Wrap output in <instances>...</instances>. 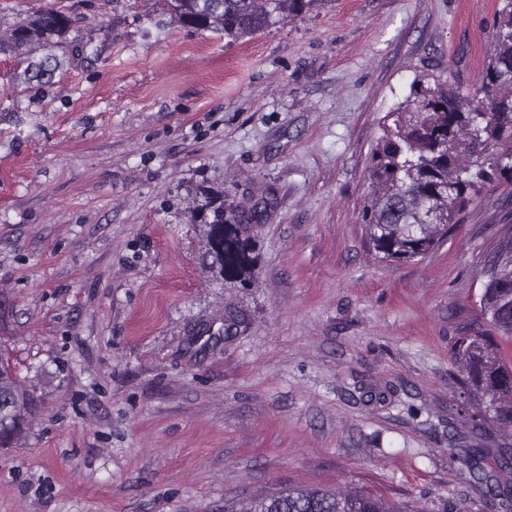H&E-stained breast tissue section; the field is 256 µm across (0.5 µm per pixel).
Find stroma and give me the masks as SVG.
Masks as SVG:
<instances>
[{"label":"stroma","instance_id":"obj_1","mask_svg":"<svg viewBox=\"0 0 512 512\" xmlns=\"http://www.w3.org/2000/svg\"><path fill=\"white\" fill-rule=\"evenodd\" d=\"M49 6L83 54L42 85L0 56V352L40 398L0 448V512H224L312 488L501 512L512 432L474 425L449 350L490 328L512 201L488 189L406 263L363 222L392 112L425 75L471 86L498 0H317L230 46L155 0H0V35ZM203 186L274 196L248 287L205 271Z\"/></svg>","mask_w":512,"mask_h":512}]
</instances>
